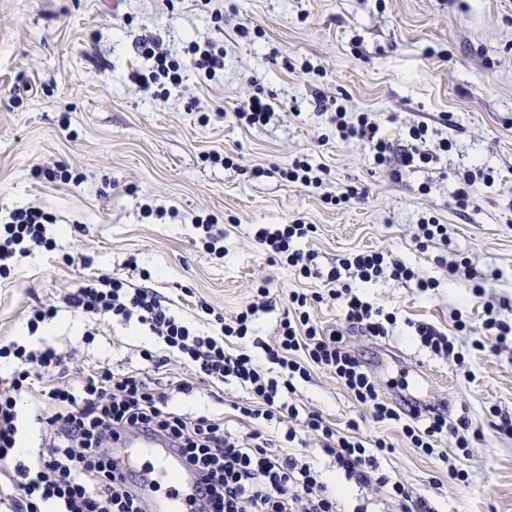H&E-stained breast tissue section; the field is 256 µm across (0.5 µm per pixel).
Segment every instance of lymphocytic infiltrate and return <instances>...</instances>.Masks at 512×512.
<instances>
[{
  "label": "lymphocytic infiltrate",
  "mask_w": 512,
  "mask_h": 512,
  "mask_svg": "<svg viewBox=\"0 0 512 512\" xmlns=\"http://www.w3.org/2000/svg\"><path fill=\"white\" fill-rule=\"evenodd\" d=\"M139 47L146 63L145 69L132 74L139 89L178 86L180 64L164 50L162 37L142 41ZM316 108L330 112L340 141L362 145L379 166L422 168L454 148L451 139L433 140L423 122L410 125L405 139L398 141L385 137L370 113H352L342 104L331 108L323 99ZM51 222V216L35 206L10 213L0 225V279L9 278L18 259L34 249L56 248L48 235ZM313 231V225L298 221L262 224L254 231L255 241L271 259L286 261L303 277L323 278L330 285L324 294H289L294 314L281 320L276 341L264 345L262 362L246 340L256 313L272 304L270 290L263 285L256 289L257 301L222 321L217 336L191 329L154 289L115 276L87 280L67 293L62 305L33 308L26 323L32 332L64 307L148 326L168 354L191 366L200 381L217 384L232 378L243 385L250 400L237 410L254 428L240 437L227 431L220 417L186 420L171 407L168 393L151 388L140 374L117 375L100 366L77 380L53 347L34 349L11 342L0 346V359L16 364L10 377L0 378V505L6 512H154L147 475L124 467L116 453L101 450L104 442L132 433L165 441L180 458L191 476L186 500L196 512H339L336 494L321 472L295 454L277 451L263 429L266 423L289 419L299 423L289 429V438L301 431L319 436L323 451L334 458L347 480L385 489L397 512H436L432 499L414 495L381 469L379 460L392 452L393 442L381 436L359 438L360 424L354 419L340 428L319 412L300 413L292 396L295 379H307L313 367L327 368L374 422L398 427L408 447L440 459L445 456L439 447L444 437L455 436L457 446L465 447L466 417L452 424L436 408L420 421L405 407L392 404L360 359L345 350L339 338L325 335L311 316L314 304L329 299L340 307L349 327L384 337L395 327L397 316L362 297L359 286L389 277L413 283L425 294L439 282L380 250L341 256L329 271H320L314 252L293 246ZM231 337L239 340V348H227ZM24 394L50 407L38 418L40 443L34 450L23 449L18 439V401Z\"/></svg>",
  "instance_id": "obj_1"
}]
</instances>
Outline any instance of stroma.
I'll return each instance as SVG.
<instances>
[{
  "mask_svg": "<svg viewBox=\"0 0 512 512\" xmlns=\"http://www.w3.org/2000/svg\"><path fill=\"white\" fill-rule=\"evenodd\" d=\"M240 25L251 38L238 37ZM155 33L181 64L183 81L167 96L145 94L129 79L144 64L137 38ZM203 38L224 46V70L213 81L189 65L188 42ZM306 61L314 72L304 73ZM257 86L290 114L260 128L237 122L236 110ZM320 94L371 113L386 137L423 121L455 147L435 164L392 177L367 149L337 141L315 109ZM302 158L329 169L321 187L285 178ZM57 164L81 183H50L36 172ZM477 165L492 169L495 183L478 211L463 214L452 199L457 172ZM352 184L366 187L364 199L328 203ZM30 205L55 215L57 248L35 250L21 260L20 276L0 282V344L54 347L81 374L104 366L166 381L190 375L174 361L159 369L146 361L143 350L159 345L134 323L63 311L36 334L27 331L33 306L61 304L93 275L131 277L132 256L148 286L206 334L215 322L193 312L191 297L229 317L268 284L277 301L254 323L267 342L289 293H323L328 285L270 262L253 238L256 225H315L302 247L325 271L346 253L382 250L439 278L426 295L388 278L367 288L369 299L397 313L389 336L349 330L329 302L311 314L325 333L341 334L389 401L398 399L397 382L417 373L432 379L450 418H469L468 450L442 439L443 462L407 447L398 429L365 416L323 368L298 382L294 400L337 426L354 418L364 436L389 438L395 448L381 459L383 471L434 497L439 512H512V437L495 428L498 415L512 417V350L489 352L493 339L470 282L497 270L484 298L510 301L501 316L512 320V0H210L202 11L190 0H0V218ZM430 215L447 225L448 243L421 252L417 222ZM202 219L223 235V258L204 250ZM439 255L468 257L470 275L445 279ZM84 256L90 266L81 264ZM457 314L465 331L453 326ZM411 320L445 328L471 378L453 359L422 349ZM478 341L484 350L475 349ZM248 399L238 383L199 382L192 393L174 394L172 405L190 417L223 414L225 427L244 435L249 423L233 406ZM289 449L323 470L342 512L360 505L380 512V495L346 481L317 436L299 433ZM450 465L467 481H450Z\"/></svg>",
  "mask_w": 512,
  "mask_h": 512,
  "instance_id": "obj_1",
  "label": "stroma"
}]
</instances>
